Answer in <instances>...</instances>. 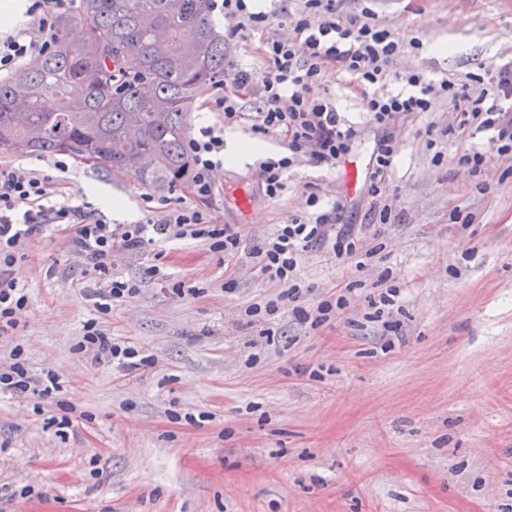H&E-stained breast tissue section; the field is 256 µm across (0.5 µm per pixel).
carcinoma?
<instances>
[{"label": "carcinoma", "mask_w": 512, "mask_h": 512, "mask_svg": "<svg viewBox=\"0 0 512 512\" xmlns=\"http://www.w3.org/2000/svg\"><path fill=\"white\" fill-rule=\"evenodd\" d=\"M211 0H79L55 22L53 50L0 82V149L68 151L116 172L148 154L150 189L189 183L196 98L224 77ZM77 22L84 38L71 42Z\"/></svg>", "instance_id": "carcinoma-1"}]
</instances>
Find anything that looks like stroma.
Listing matches in <instances>:
<instances>
[{
  "instance_id": "stroma-1",
  "label": "stroma",
  "mask_w": 512,
  "mask_h": 512,
  "mask_svg": "<svg viewBox=\"0 0 512 512\" xmlns=\"http://www.w3.org/2000/svg\"><path fill=\"white\" fill-rule=\"evenodd\" d=\"M365 8L421 43L390 60L381 93L408 94L412 71L437 83L512 64V0H339L336 18ZM292 35L274 24L225 41L224 53L258 74L260 40ZM437 42L452 52H433ZM330 91L357 131L336 166L299 162L274 198L254 161L225 168L204 202L185 187L162 190L239 232L236 255L194 239L114 253L137 292L101 315L96 281L66 236L50 226L29 243L13 268L28 306L0 334V358L21 346L31 373L58 374L62 389L48 400L0 394V512H512V163L487 135L461 136L445 99L384 129L340 78ZM206 102L193 105L190 137L208 126L253 139L257 99L242 100L231 122ZM385 135L395 156L381 196L402 219L373 224L347 173L354 164L367 179ZM471 146L486 155L477 176L455 161ZM53 162L0 150V166L53 176L55 202L98 204L86 187L99 184L132 223L144 221L149 191L136 172L73 158L62 173ZM312 191L378 251L360 268L324 246L304 253L301 305L353 287L349 308L319 328L288 311L247 324L245 308L280 291L253 251L308 214ZM155 264L161 277L147 272ZM93 317L151 365L124 375L79 353ZM26 485L34 495L21 496Z\"/></svg>"
}]
</instances>
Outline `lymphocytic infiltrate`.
I'll list each match as a JSON object with an SVG mask.
<instances>
[{
  "label": "lymphocytic infiltrate",
  "instance_id": "obj_1",
  "mask_svg": "<svg viewBox=\"0 0 512 512\" xmlns=\"http://www.w3.org/2000/svg\"><path fill=\"white\" fill-rule=\"evenodd\" d=\"M337 0H304L302 10L285 16L283 23L294 36L283 40L267 38L258 50L267 66L255 74L238 67L234 60L224 62V77L209 99L212 110L225 119L238 117V102L258 97L261 107L253 126L255 134L284 138L286 155L265 158L259 164L266 195L276 197L284 188L283 175L294 163L309 159L319 164L336 165L351 151L357 132L344 125L329 89L330 75L344 76L348 87L368 98L373 121L389 126L397 119L430 111L437 98H446L459 115L460 130L488 132L499 155L512 157V66L472 76L457 83L445 80L435 84L422 73H411L408 95L375 93L389 60L404 48L403 39L377 23L370 11L340 22L336 19ZM64 0H31L28 12L32 29L25 34L0 40V72L9 71L23 60L43 56L55 44L54 19ZM212 11L236 16L238 23L228 38L245 39L270 24L267 13L252 12L248 0H211ZM186 150L192 161L191 193L206 199L214 195L215 172L224 160V138L205 131L190 139ZM57 187L50 176L20 168L0 167V330L18 324L17 314L28 304L25 289L13 277V267L24 259L29 241L47 225L57 230H72L75 253L91 267L99 287L95 304L98 314L111 310L115 303L135 294L136 289L114 270L112 255L121 251L139 254L153 244L155 235L170 239L191 238L209 241L212 251L236 255L241 237L229 226L215 223L197 209L170 206L158 200L147 207L146 219L139 224H112L81 206L50 204ZM309 217L279 225L255 251L260 271L280 285L276 297L249 305L244 314L248 323L291 308L295 317L311 327L330 320L334 312L349 306L348 289L341 288L334 299L321 301L307 310L298 301L303 290L296 270L304 252L315 245L330 243L336 258L357 260L370 256L362 237L351 232L332 233V216L320 205L317 193H309ZM77 348L95 361L111 362L123 374L148 366L149 357L127 340L112 338L97 317L86 321ZM11 363H0V393L17 397L34 395L51 398L59 391L57 374H30L21 348L10 352Z\"/></svg>",
  "mask_w": 512,
  "mask_h": 512
}]
</instances>
